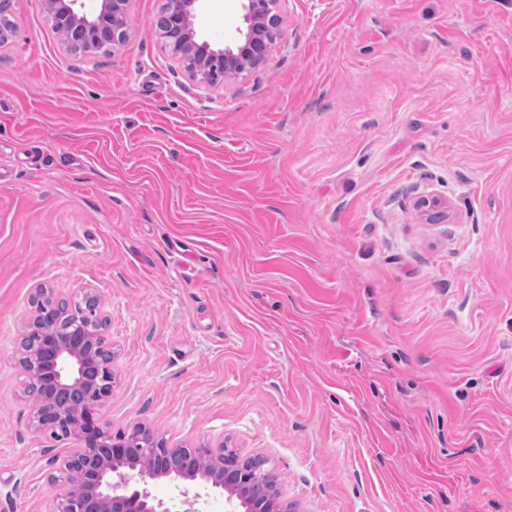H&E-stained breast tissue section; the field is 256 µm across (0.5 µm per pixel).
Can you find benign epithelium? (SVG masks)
<instances>
[{"label":"benign epithelium","mask_w":512,"mask_h":512,"mask_svg":"<svg viewBox=\"0 0 512 512\" xmlns=\"http://www.w3.org/2000/svg\"><path fill=\"white\" fill-rule=\"evenodd\" d=\"M92 11H85L84 0H47L54 26L73 47L84 52H108L127 35L130 0H98ZM197 0H167L156 20L172 58L202 85L217 83L216 72L224 76L240 74L262 64L271 42L282 33L283 19L279 0H241L245 28L222 48L198 37L195 29ZM12 0H0V41L11 37L15 24L11 19ZM53 298L43 284L33 288L27 317L29 333L39 335V344L27 351L29 375L43 386L42 402L35 406L31 427L36 433H66L91 449L88 456L72 455L63 466L80 474V481L56 495L48 512H180L183 504L199 503L203 495L191 489H220L231 512H283L281 495L252 500L244 488L258 479L262 466L242 457L237 449L224 443L207 448H160L157 437L145 427L114 435L98 423L100 401L89 400L94 391L103 399L112 393V364H101L95 356L98 343L107 340L104 331L111 324L108 312L89 311L77 305L57 320H66L67 332L61 334L45 325L36 302ZM200 454L210 456L212 473L197 477L189 469L173 466L178 457L184 464ZM167 479L174 483L177 495L158 498L148 489L151 481Z\"/></svg>","instance_id":"7a95c632"}]
</instances>
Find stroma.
Masks as SVG:
<instances>
[{
    "label": "stroma",
    "mask_w": 512,
    "mask_h": 512,
    "mask_svg": "<svg viewBox=\"0 0 512 512\" xmlns=\"http://www.w3.org/2000/svg\"><path fill=\"white\" fill-rule=\"evenodd\" d=\"M132 0L71 51L0 44V512L76 451L30 427L33 288L111 315L102 425L227 442L292 512H512V0H280L266 61L201 86ZM237 0H198L220 47Z\"/></svg>",
    "instance_id": "1"
}]
</instances>
